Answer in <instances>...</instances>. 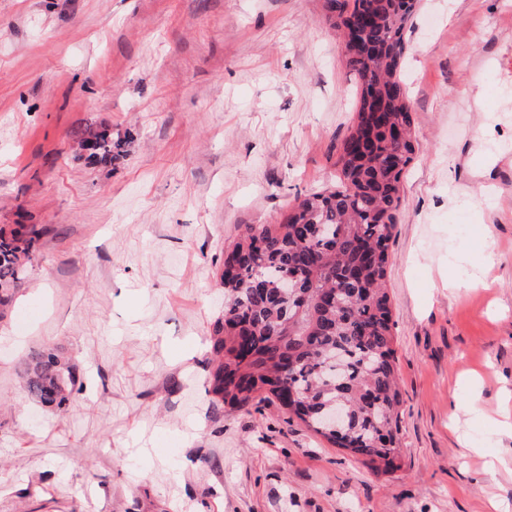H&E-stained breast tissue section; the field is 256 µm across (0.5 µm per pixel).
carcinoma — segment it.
Listing matches in <instances>:
<instances>
[{"label": "carcinoma", "instance_id": "carcinoma-1", "mask_svg": "<svg viewBox=\"0 0 512 512\" xmlns=\"http://www.w3.org/2000/svg\"><path fill=\"white\" fill-rule=\"evenodd\" d=\"M381 24L363 43L376 52L347 58L360 79L356 119L338 163L352 195L325 190L305 196L276 224L246 227L224 258V320L215 327L208 393L213 404L243 409L255 400L279 402L323 436L364 463L390 466L400 448L401 393L385 271L403 190L415 151L411 137L387 136L372 123L366 95L384 104L391 126L411 127L406 97L392 91L407 19L392 0H381ZM97 162H108L121 142L112 134L85 133ZM43 229L35 224L0 227V319L12 304ZM298 275L287 292L253 285L262 275ZM31 398L58 408L72 398L76 379L68 360L38 354L24 370ZM341 405L347 423L337 429L323 414Z\"/></svg>", "mask_w": 512, "mask_h": 512}]
</instances>
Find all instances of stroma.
Returning <instances> with one entry per match:
<instances>
[{
  "label": "stroma",
  "instance_id": "obj_1",
  "mask_svg": "<svg viewBox=\"0 0 512 512\" xmlns=\"http://www.w3.org/2000/svg\"><path fill=\"white\" fill-rule=\"evenodd\" d=\"M401 80L384 471L207 392L226 252L339 180L359 81L325 0H0V225L45 229L0 320V512H512V0H419ZM48 349L62 411L22 386ZM80 142L83 146L86 144H91L92 155L96 162H108L111 161L113 157L120 156L121 151V142L116 141L112 142V134L103 132H92V133H84L80 138ZM116 149V156H114L113 152ZM24 387L31 398L62 408L75 391L76 379L68 360L55 354H38L24 370Z\"/></svg>",
  "mask_w": 512,
  "mask_h": 512
}]
</instances>
